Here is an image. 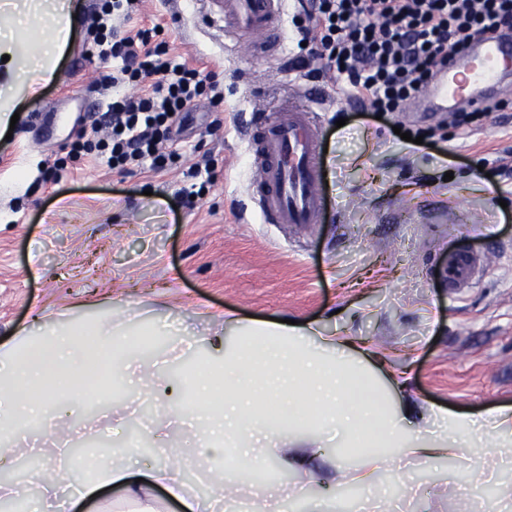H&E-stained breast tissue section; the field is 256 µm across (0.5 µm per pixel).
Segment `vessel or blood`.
<instances>
[{
    "label": "vessel or blood",
    "mask_w": 512,
    "mask_h": 512,
    "mask_svg": "<svg viewBox=\"0 0 512 512\" xmlns=\"http://www.w3.org/2000/svg\"><path fill=\"white\" fill-rule=\"evenodd\" d=\"M225 18L249 31H265L281 51L282 0H219ZM512 74V32L475 40L468 49L449 52L424 91L423 112L481 109L495 102L494 90ZM320 119L308 104L273 113L264 126L253 164L259 172L250 196L264 223L308 229L320 223L325 200L319 188ZM489 256L454 250L440 266L452 288L470 287Z\"/></svg>",
    "instance_id": "1"
}]
</instances>
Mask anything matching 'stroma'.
I'll return each mask as SVG.
<instances>
[{
	"mask_svg": "<svg viewBox=\"0 0 512 512\" xmlns=\"http://www.w3.org/2000/svg\"><path fill=\"white\" fill-rule=\"evenodd\" d=\"M78 9L73 36L53 77L25 99L11 138L0 135V343L39 327L123 310L135 325L169 315L185 360L205 361L215 315L288 318L344 328L407 367L410 391L456 411L512 405V85L504 111L477 124L452 117L389 112L382 118L338 104L341 78L299 68L292 37L299 5L282 17L283 53L242 58L222 23L208 25L204 0H142L129 28L159 27L177 62L224 86L219 111L190 113L174 132L178 157L165 169L119 173L105 160L70 155L90 102H105L101 75L84 41L93 0ZM266 91L255 105L252 86ZM321 109L327 199L320 224L300 233L263 223L248 184L251 155L243 131L255 108L274 112L295 92ZM434 127L414 144L401 132ZM217 177L196 195L185 175L195 162ZM499 259L470 288L444 287L448 251ZM136 378L111 388L83 420L49 407L70 446L114 448L134 477L156 464L155 424L165 408L137 395ZM132 402L134 421L110 404ZM184 478L197 497L215 489L196 435L180 440ZM452 468L415 471L412 512H512V503L475 494L449 496Z\"/></svg>",
	"mask_w": 512,
	"mask_h": 512,
	"instance_id": "35a3bbf8",
	"label": "stroma"
}]
</instances>
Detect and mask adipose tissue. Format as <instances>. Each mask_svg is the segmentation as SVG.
I'll return each instance as SVG.
<instances>
[{
	"label": "adipose tissue",
	"mask_w": 512,
	"mask_h": 512,
	"mask_svg": "<svg viewBox=\"0 0 512 512\" xmlns=\"http://www.w3.org/2000/svg\"><path fill=\"white\" fill-rule=\"evenodd\" d=\"M7 14L8 22L0 25V131L9 130L21 96L37 94L34 70L52 78L75 25L65 0H8ZM44 16L52 17L53 30L43 41L44 63L38 66L24 48L31 21ZM220 326L219 352L186 368L172 414L178 421L195 417L223 436L220 445L204 442L202 455L235 449L215 476L225 504L276 512L284 495L276 483L248 479L247 468L255 463L272 461L277 468L302 472L307 486L285 496L301 501L303 512H335L333 489L346 482L364 491L377 488L397 454L429 466L461 458L465 447L491 436L494 456L512 457V406L474 414L411 396L404 375L380 352L337 329L234 317L221 319ZM91 333L100 349L111 351L113 377H123L140 359L144 334L125 319L99 318ZM75 348L68 329L43 332L36 342L23 334L0 346V401L16 409L15 425L28 424L55 402L59 369ZM179 454L177 443L168 442L147 484L133 481L123 461L101 455L86 463L91 476L80 498L66 496L72 475L58 466L33 488L0 483V501L36 497L52 504V512H76L80 500L112 486L135 504V512H155L149 500L156 482L187 512H201V503L185 489Z\"/></svg>",
	"instance_id": "1"
}]
</instances>
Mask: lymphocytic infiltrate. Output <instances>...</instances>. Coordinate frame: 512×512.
<instances>
[{
  "instance_id": "obj_1",
  "label": "lymphocytic infiltrate",
  "mask_w": 512,
  "mask_h": 512,
  "mask_svg": "<svg viewBox=\"0 0 512 512\" xmlns=\"http://www.w3.org/2000/svg\"><path fill=\"white\" fill-rule=\"evenodd\" d=\"M137 3L98 0L91 13L88 54L119 66L100 78L112 92L105 112L72 146L121 172L163 168L175 157L167 149L174 126L200 100L215 107L224 100L218 82L170 56L157 29L120 33L114 19H131ZM295 27L309 58L344 76L352 96L368 102L371 112H400L449 52L512 31V0H311Z\"/></svg>"
}]
</instances>
